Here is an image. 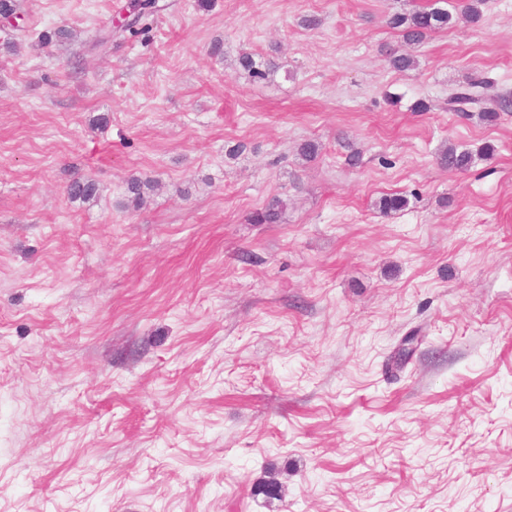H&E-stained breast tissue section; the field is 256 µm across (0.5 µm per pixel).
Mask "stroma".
Returning a JSON list of instances; mask_svg holds the SVG:
<instances>
[{"label": "stroma", "mask_w": 512, "mask_h": 512, "mask_svg": "<svg viewBox=\"0 0 512 512\" xmlns=\"http://www.w3.org/2000/svg\"><path fill=\"white\" fill-rule=\"evenodd\" d=\"M157 4L0 25V512H512V112L448 109L512 96V0L402 71L390 16L459 0ZM66 194L71 200L86 203L97 198L99 187L97 183L91 179L75 177L67 185Z\"/></svg>", "instance_id": "obj_1"}]
</instances>
